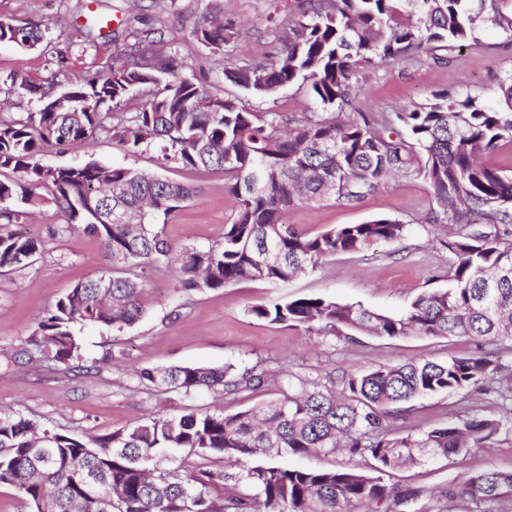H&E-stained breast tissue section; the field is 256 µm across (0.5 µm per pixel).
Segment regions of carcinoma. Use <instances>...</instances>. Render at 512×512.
Wrapping results in <instances>:
<instances>
[{
  "label": "carcinoma",
  "instance_id": "carcinoma-1",
  "mask_svg": "<svg viewBox=\"0 0 512 512\" xmlns=\"http://www.w3.org/2000/svg\"><path fill=\"white\" fill-rule=\"evenodd\" d=\"M506 0H309L290 21L288 37L271 61L224 69V81L260 99H272L302 81L320 112L291 119L256 112L239 98L212 100L177 61L142 58L113 63L107 72L45 92L22 87L43 103L36 114L0 119V271L29 267L42 242L15 229L28 208L49 201L64 222L99 238L112 267L79 282L37 323L27 355L50 372L82 365L80 325L132 327L145 313L142 292L160 267H172L186 294L241 282L285 283L325 260L371 244L401 240L407 225L378 216L316 235L298 232L286 216L303 203L355 206L393 175L423 179L431 188L429 224L454 225L445 246L454 256L448 287L425 292L400 314H382L321 298H298L251 312L272 323L307 331H353L380 337L464 336L512 343V175L482 157L512 144V73L491 102L437 92L402 112H351L360 69L379 60L441 65L478 44L483 27L512 38ZM46 29L0 22V42L26 49L43 44ZM234 26L211 18L194 39L222 55L235 42ZM147 103L121 107L137 95ZM109 137L130 154L158 151L159 168L224 171V190L236 200L224 237L207 248L172 245L158 218L178 211L193 194L187 184L130 167L80 165L49 170L38 155L52 145ZM136 217L107 222L109 207ZM106 280L109 287L98 284ZM511 379L512 367L483 355L444 362L378 365L335 383L288 381L281 398L233 415L183 407L104 435L84 438L0 414V486L15 491L31 512H399L422 490L389 482L392 471L493 444L512 431L496 418L468 414L419 433L397 434L390 408L417 397L481 390ZM140 383L190 398L201 389L256 390L262 379L233 367L170 365L139 371ZM345 448L369 456L368 472L293 468L276 459L331 454ZM184 453L212 461L178 466ZM169 465H163V462ZM239 467L228 472L222 466ZM450 500L494 504L512 498V470L476 471L448 485Z\"/></svg>",
  "mask_w": 512,
  "mask_h": 512
}]
</instances>
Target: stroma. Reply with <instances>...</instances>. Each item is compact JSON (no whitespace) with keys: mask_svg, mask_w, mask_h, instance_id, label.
Wrapping results in <instances>:
<instances>
[{"mask_svg":"<svg viewBox=\"0 0 512 512\" xmlns=\"http://www.w3.org/2000/svg\"><path fill=\"white\" fill-rule=\"evenodd\" d=\"M271 0H0V22L48 26L41 50L26 51L0 43V114L36 113L39 97L19 95L21 82L57 87L67 80L106 71L114 59L132 60L135 33L154 39L159 52L177 51L183 75L197 78L220 97L240 95L225 82L223 67L241 59L274 53L276 43L267 20ZM220 18L239 33L224 59L195 41L193 32L206 20ZM478 45L454 52L445 65L375 63L366 67L355 107L362 112L422 104L436 91L487 100L497 95L502 76L512 72V46L501 32L485 28ZM252 109L299 115L316 111L306 86L292 84L276 101L253 98ZM96 160L105 165L156 171L157 155H129L109 139L89 144L75 141L43 152L49 166ZM166 177L194 186L193 196L169 216L163 228L175 245L206 247L222 240L224 226L235 213L236 201L224 189L219 171L196 172L170 168ZM428 184L413 177L386 179L374 193L353 207L334 202L302 204L287 222L299 232L315 235L341 224H361L384 215L404 221L408 230L396 242H377L359 253L340 254L316 271L285 284L245 282L185 295L171 269L149 279L144 291L145 316L133 327L82 330L87 372L49 374L27 363L22 352L39 319L55 300L75 284L108 264L104 246L82 232L52 240L50 225L62 222L55 206L31 207L27 234L46 240L42 258L33 266L0 274V411L18 412L75 436L101 435L127 428L135 421L178 413L185 405L203 411L234 414L277 400L287 377L327 382L343 373L382 364L413 360L445 361L454 356L494 352L512 364V350L476 344L467 337L406 336L386 338L356 333L352 337L307 331L272 323L251 314L256 305L302 297H320L341 304L398 314L420 294L448 285L451 255L443 242L451 225L429 224ZM171 364L234 366L254 369L263 378L258 391L227 394L202 390L191 398L176 392L146 388L137 369ZM505 383L469 393L437 394L405 404L395 421L404 432L417 433L456 415L478 413L512 419V404L502 400ZM512 469V435L493 446L474 448L450 460H438L393 472L398 485L422 488L409 512H474L465 500L448 501L449 484L482 469Z\"/></svg>","mask_w":512,"mask_h":512,"instance_id":"1","label":"stroma"}]
</instances>
